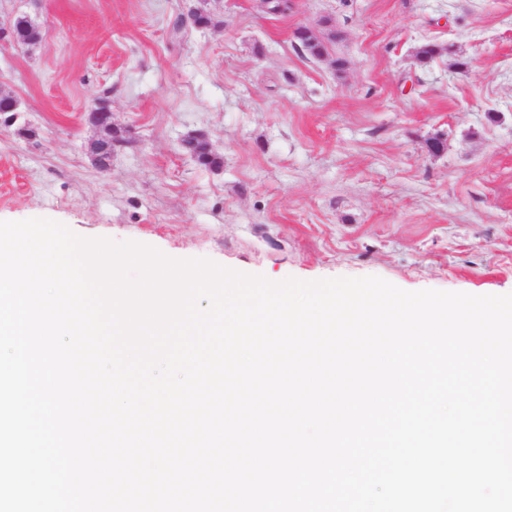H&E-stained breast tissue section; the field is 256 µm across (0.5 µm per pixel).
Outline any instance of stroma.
I'll use <instances>...</instances> for the list:
<instances>
[{"label":"stroma","instance_id":"35a3bbf8","mask_svg":"<svg viewBox=\"0 0 512 512\" xmlns=\"http://www.w3.org/2000/svg\"><path fill=\"white\" fill-rule=\"evenodd\" d=\"M184 5L0 0L41 34L0 44V91L20 101L0 121V221L274 283L512 293V0H210L216 26L179 29ZM300 26L335 32L327 55L300 51ZM424 43L453 52L423 64ZM101 99L122 131L106 170ZM192 133L220 169L183 150Z\"/></svg>","mask_w":512,"mask_h":512}]
</instances>
